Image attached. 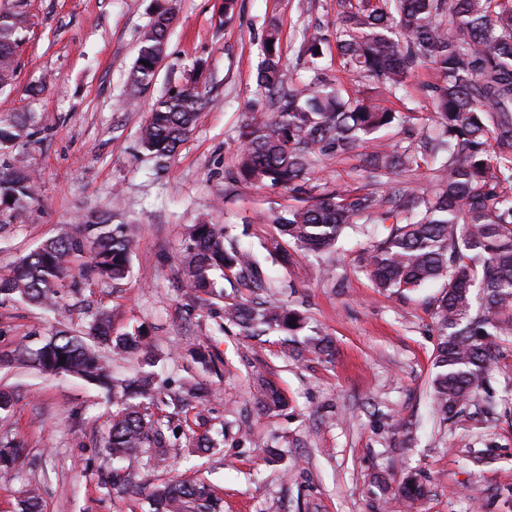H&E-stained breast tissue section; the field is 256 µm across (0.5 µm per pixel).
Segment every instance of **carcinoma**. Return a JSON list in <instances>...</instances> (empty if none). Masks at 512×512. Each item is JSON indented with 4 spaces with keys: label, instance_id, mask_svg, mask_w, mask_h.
<instances>
[{
    "label": "carcinoma",
    "instance_id": "obj_1",
    "mask_svg": "<svg viewBox=\"0 0 512 512\" xmlns=\"http://www.w3.org/2000/svg\"><path fill=\"white\" fill-rule=\"evenodd\" d=\"M28 6L29 0L0 5V89L15 80ZM336 15L335 30L302 32L315 75L301 85L285 80L280 28L274 22L267 25L256 82L275 111L251 113L231 183L304 196L287 215L272 218L277 237L266 251L284 267L291 248L319 253L361 221L391 223L389 234L369 252L367 269L375 287L394 294L442 283L435 300L439 339L430 388L433 414L446 422L483 388L500 343L512 335V0H336ZM172 20L161 11L141 34L129 78L132 92L153 82ZM333 42L344 70L394 96L406 93L419 69L430 64L436 81L426 90L439 135H424L402 151L373 142V134L402 115L373 99L345 100L339 95L317 66L323 53L316 49ZM205 103L196 86L159 97L140 128L144 149L157 158H171L195 130ZM29 136L27 118L0 117V146ZM369 142L370 149L359 155L361 167L387 190L336 187L313 195L311 174L321 164ZM423 165L435 179L429 193L399 180ZM36 199V182L29 172L0 171L3 223L20 220ZM131 255L125 224L102 220L78 228L63 226L0 274V298L53 308L65 294L78 292V276L113 283L127 279ZM180 263L188 288L204 304L224 297V289L217 287L219 277H232L252 293L264 288L256 256L242 252L223 224L191 225ZM224 322L245 332L262 326L279 330L285 333L284 348L297 358L321 359L333 352L327 335L299 336L305 317L285 304L235 301L224 306ZM104 349L135 352L150 367L156 363L144 332L116 334L111 315L100 312L84 335L58 330L21 356L1 355L0 366L25 359L47 374H71L112 386V420L105 441L110 457L122 460L145 453L150 468L170 466L175 443L156 411L170 404L177 407L182 399L161 392L152 370L108 381ZM256 380L258 412L286 406L275 383L262 376ZM107 483L116 492L132 487L130 473L121 468L112 469ZM425 493L413 475L402 477L396 488L400 498L412 503ZM148 502L150 512H221V499L202 480L160 482L149 491ZM19 510L44 512L41 490L25 489Z\"/></svg>",
    "mask_w": 512,
    "mask_h": 512
}]
</instances>
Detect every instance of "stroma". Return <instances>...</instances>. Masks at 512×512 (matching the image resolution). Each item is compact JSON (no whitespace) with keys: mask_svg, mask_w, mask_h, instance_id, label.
<instances>
[{"mask_svg":"<svg viewBox=\"0 0 512 512\" xmlns=\"http://www.w3.org/2000/svg\"><path fill=\"white\" fill-rule=\"evenodd\" d=\"M335 0H238L232 18L223 0H29L27 28L12 86L0 89V116H33L32 137L0 151V167L36 176L39 196L24 222L0 227V271L54 235L58 225L112 218L132 238V272L120 283L84 281L64 299L63 315L21 301L0 300V352L36 343L65 325L83 334L96 313H112L114 331H148L160 359L165 393L184 396L182 412L161 418L180 430L176 461L164 471L144 459L127 462L140 492L118 497L103 483L113 466L104 450L112 400L102 388L27 364L0 371L14 390L0 413V437L23 446L10 482H0V512H18L20 493L40 485L44 512H148L152 485L171 478L219 488L223 512H512V341L503 343L489 382L453 422L430 411L437 330L434 283L390 294L364 268L367 250L388 227L346 228L321 255L296 252L288 268L266 258L275 235L271 214L294 194L230 185L240 132L264 105L255 77L269 21L280 27L287 77L305 80L299 31L335 26ZM172 9L167 55L152 85L128 104V81L140 34L159 9ZM208 103L192 136L164 171L138 141L161 95L194 70ZM41 86L30 96L31 86ZM384 106L414 115L382 130L397 148L425 132L432 103L419 87L386 97ZM224 224L237 243L263 261L267 300L304 312L310 330L331 336L327 361H297L278 331L258 337L220 332L233 284L221 281L224 303L199 307L179 263L189 225ZM202 349L212 365L197 362ZM273 381L287 410L258 414L256 375ZM208 433L220 446L194 455ZM279 448L287 475L264 463ZM419 473L427 495L406 510L399 479Z\"/></svg>","mask_w":512,"mask_h":512,"instance_id":"35a3bbf8","label":"stroma"}]
</instances>
